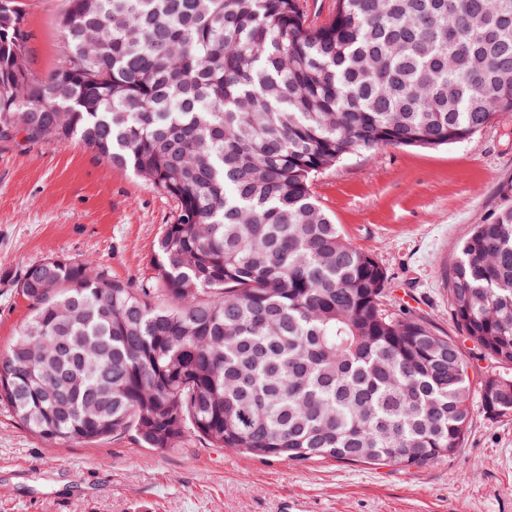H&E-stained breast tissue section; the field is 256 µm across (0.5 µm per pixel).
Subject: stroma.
<instances>
[{
  "label": "stroma",
  "instance_id": "obj_1",
  "mask_svg": "<svg viewBox=\"0 0 512 512\" xmlns=\"http://www.w3.org/2000/svg\"><path fill=\"white\" fill-rule=\"evenodd\" d=\"M32 69L57 64L64 0H23ZM512 183V117L440 148L348 156L311 189L345 237L385 269L387 309L456 335L448 276L473 225ZM178 204L81 144L0 150V354L31 310L12 284L53 256L142 279ZM0 512H512V417L475 411L453 455L422 467L259 459L195 445L141 447L125 435L50 445L0 406Z\"/></svg>",
  "mask_w": 512,
  "mask_h": 512
}]
</instances>
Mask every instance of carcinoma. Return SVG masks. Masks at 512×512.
<instances>
[{
	"mask_svg": "<svg viewBox=\"0 0 512 512\" xmlns=\"http://www.w3.org/2000/svg\"><path fill=\"white\" fill-rule=\"evenodd\" d=\"M58 26L36 75L23 4L0 0V150L78 142L178 209L147 279L56 256L13 280L31 315L0 404L20 424L405 468L462 446L476 394L512 417V184L449 275L468 356L385 308L386 271L311 189L356 152L511 116L512 0H334L319 22L303 0H66Z\"/></svg>",
	"mask_w": 512,
	"mask_h": 512,
	"instance_id": "cac0c4a2",
	"label": "carcinoma"
}]
</instances>
